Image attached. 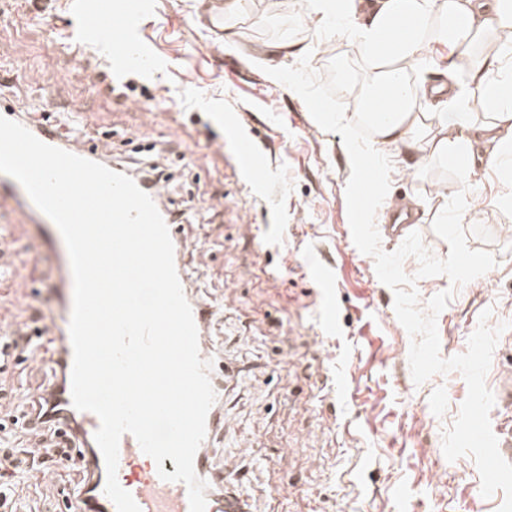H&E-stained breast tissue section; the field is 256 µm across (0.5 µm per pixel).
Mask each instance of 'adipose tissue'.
Instances as JSON below:
<instances>
[{
  "label": "adipose tissue",
  "instance_id": "ef3b65f1",
  "mask_svg": "<svg viewBox=\"0 0 512 512\" xmlns=\"http://www.w3.org/2000/svg\"><path fill=\"white\" fill-rule=\"evenodd\" d=\"M307 16L344 30L360 55L354 90L362 111L380 115L375 143L455 162L466 178L484 163L512 173V0H309ZM439 46L447 73L466 67L467 84L412 76Z\"/></svg>",
  "mask_w": 512,
  "mask_h": 512
}]
</instances>
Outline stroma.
<instances>
[{"label":"stroma","instance_id":"obj_1","mask_svg":"<svg viewBox=\"0 0 512 512\" xmlns=\"http://www.w3.org/2000/svg\"><path fill=\"white\" fill-rule=\"evenodd\" d=\"M306 0H243L235 35L222 40L201 17L202 0H149L140 17L151 53L122 74L134 89L116 98L90 87L104 68L99 48L63 49L79 27L70 0H13L0 19V64L17 63L18 90L0 86V107L81 113L97 153L128 165L131 144L170 145L173 178L164 207L187 215L180 261L195 295L218 315L211 338L228 369L224 436L215 463L238 478L251 512H498L483 498L474 460L448 462L442 432L467 395L456 371L415 385L411 338L374 260L354 245L345 188L351 165L337 133L321 129L303 100L267 75L297 65L278 49L298 42L310 66L357 53L341 30L302 22ZM235 113L244 139L266 159L251 185L220 144ZM400 162L386 204L410 206L415 231L436 257L448 244L432 228L449 193L466 190L470 249L497 264L460 287L437 317L442 357L465 352L481 313L501 328L487 387L512 374V183L489 168L468 185L420 177L415 153ZM20 203L0 192V225L12 224L15 279L0 283V329L51 328L56 260L32 235ZM47 365L8 368L5 403L36 397ZM81 472L31 471L18 480L17 512H68Z\"/></svg>","mask_w":512,"mask_h":512}]
</instances>
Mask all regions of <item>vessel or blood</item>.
Instances as JSON below:
<instances>
[{
	"label": "vessel or blood",
	"mask_w": 512,
	"mask_h": 512,
	"mask_svg": "<svg viewBox=\"0 0 512 512\" xmlns=\"http://www.w3.org/2000/svg\"><path fill=\"white\" fill-rule=\"evenodd\" d=\"M119 10L123 22L118 27L107 26L101 13L93 10L86 12L81 24L83 42L106 45L112 53V65L117 69L130 65L136 58L139 45L133 39V32L140 14V0H122ZM224 129V144L230 147L238 171L248 180H255L263 167L256 151L242 140L235 118H227ZM37 219V231L47 245L55 250L61 265V281L54 296L59 309L56 337L64 372L59 393L64 408L62 431L66 437L83 444L88 471V483L80 490L78 498L86 503L84 512H117L115 504L104 492L106 467L94 440L100 421L94 413L75 409L71 400L73 349L69 325L73 307V277L68 252L57 226L45 214H38ZM198 346L201 359L213 364L209 378L215 394L223 396L224 360L217 356L206 341H199ZM223 429V417L217 408H210L206 418V436L194 458L196 474L210 475L218 485L224 484L225 477L223 471L214 467L210 450ZM174 470L172 459L167 458L162 464H155L151 457L144 455L134 436L127 433L121 437L117 479L120 486L132 495L141 512H189L186 486L160 477L161 472L171 473ZM206 512H247V507L245 501L235 493L228 491L220 496L210 493L206 496Z\"/></svg>",
	"instance_id": "1"
}]
</instances>
